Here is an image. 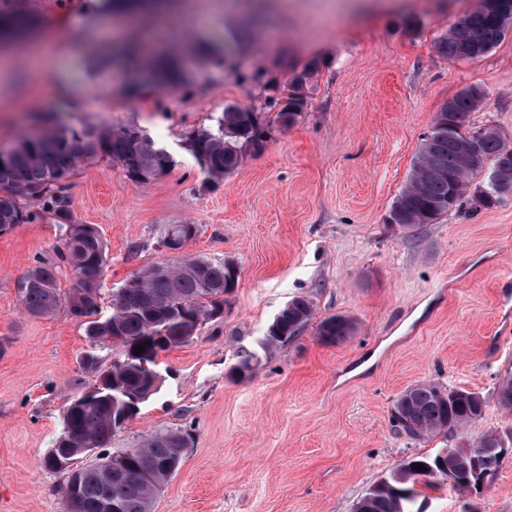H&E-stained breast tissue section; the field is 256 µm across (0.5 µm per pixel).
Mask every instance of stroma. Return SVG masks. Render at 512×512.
Listing matches in <instances>:
<instances>
[{"label":"stroma","instance_id":"obj_1","mask_svg":"<svg viewBox=\"0 0 512 512\" xmlns=\"http://www.w3.org/2000/svg\"><path fill=\"white\" fill-rule=\"evenodd\" d=\"M205 21L177 12L118 33L96 0H32L39 24L6 49L16 65L0 79V147L25 132L105 124L141 129L175 165L135 182L106 159L65 182L75 223L100 232L104 293L165 259L168 225L192 224L185 252L236 265L223 314L185 345L159 356L164 382L109 448L134 447L164 428L190 431L178 469L153 512H353L356 501L404 460L436 454L444 437L397 433L390 413L406 388L432 381L480 393L470 436L512 428L497 386L512 374V196L477 213L469 206L407 232L388 223L422 139L441 106L483 87L477 125L512 144V32L487 55L452 61L438 41L471 0L438 8H382L378 0H201ZM54 59L39 80L25 67L31 40ZM178 51L183 84L130 78L117 56ZM306 75L296 123L276 120L292 78ZM63 81L66 91L53 90ZM256 112L268 142L211 182L185 150L186 136L217 128L227 107ZM28 223L0 234V512H62L63 473L43 459L63 408L95 382L81 365L84 328L65 314H25L16 284L34 258L59 263L60 234L43 203ZM309 296L316 319L343 314L358 332L321 343L314 326L236 380L237 347L252 346L279 309ZM418 512H512V449L475 486L423 487Z\"/></svg>","mask_w":512,"mask_h":512}]
</instances>
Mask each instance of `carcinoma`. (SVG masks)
Here are the masks:
<instances>
[{
    "label": "carcinoma",
    "mask_w": 512,
    "mask_h": 512,
    "mask_svg": "<svg viewBox=\"0 0 512 512\" xmlns=\"http://www.w3.org/2000/svg\"><path fill=\"white\" fill-rule=\"evenodd\" d=\"M507 14L499 16L472 9L464 24L453 26L437 45L440 54L457 60L462 54L478 59L485 56L509 30L512 0H506ZM31 0H0V48L19 37L37 22ZM164 83L181 82L180 68L170 60L158 68ZM287 96L276 113L283 126L296 123L304 110V77L287 86ZM485 100V91L470 84L448 99L422 140V145L406 185L390 210V223L407 231L435 224L443 216L468 203L474 212L499 204L512 190V146L492 125L474 127L472 114ZM197 140L189 139L187 150L201 170L213 180L237 169L247 148H261L267 141L266 128L253 112L238 107L224 109L217 129L199 130ZM470 139L473 152H460L458 143ZM109 158L136 182L151 180L167 172L174 160L166 149L151 139L139 137L132 127L112 129L103 124L57 128L21 136L11 147L0 149V231H10L30 220L23 201H44L58 228L71 224L65 180L82 162ZM491 162L499 185L489 191L474 184L484 163ZM58 256L73 271L75 283L63 292L58 286L55 266L34 259L17 283L18 300L34 317L60 312L79 321L85 335L99 336L122 348V358L111 366L113 376L139 388L145 376L141 359L184 345L198 331L196 321L205 318L213 299L228 293L229 283H238L237 268L224 262L186 256L176 264L157 261L132 275L136 284L120 293H111L112 314L99 317L103 299V274L107 265L106 245L98 230L80 224L70 237H61ZM313 303L305 295L289 299L273 318L266 333L253 347H239L230 368L236 379L250 376L262 358L294 340L311 322ZM352 318L336 314L316 324V335L326 344L345 341L355 333ZM144 346L137 355L134 347ZM497 397L500 406L512 412V375L502 378ZM481 394L461 389H444L433 382H421L401 392L394 400L391 422L413 440L443 434L453 438L464 432L483 414ZM111 391L104 390L72 416L70 436L76 445L87 442L110 453L112 440ZM508 433L485 432L471 443L451 447L433 457L404 461L393 473L372 486L356 502L354 512H412L416 485L435 486L443 481L461 489L478 483L497 471L502 463V444ZM191 436L186 431H156L138 444V451L126 457L118 473L88 467L78 488L76 512H104L107 502L127 505V512H153L160 488L178 468L183 447ZM422 464L423 471L415 470Z\"/></svg>",
    "instance_id": "obj_1"
}]
</instances>
